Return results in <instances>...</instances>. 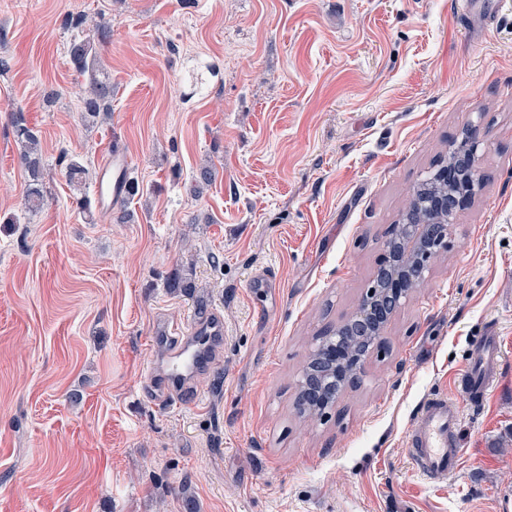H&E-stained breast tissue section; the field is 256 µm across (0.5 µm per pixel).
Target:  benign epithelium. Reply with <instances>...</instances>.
<instances>
[{
  "label": "benign epithelium",
  "instance_id": "obj_1",
  "mask_svg": "<svg viewBox=\"0 0 512 512\" xmlns=\"http://www.w3.org/2000/svg\"><path fill=\"white\" fill-rule=\"evenodd\" d=\"M481 145L476 126L463 131L448 150L455 171L479 172ZM426 204L442 216V223L431 224L413 216L398 225L386 242L387 264L381 286L343 325L320 337L300 380L307 406L322 409L335 401L340 390L355 379L352 370L362 367L381 343L386 324L410 295V286L426 283L428 263L444 247L456 214L446 195H437Z\"/></svg>",
  "mask_w": 512,
  "mask_h": 512
}]
</instances>
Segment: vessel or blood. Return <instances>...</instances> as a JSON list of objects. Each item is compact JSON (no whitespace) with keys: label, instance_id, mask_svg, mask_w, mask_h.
Masks as SVG:
<instances>
[{"label":"vessel or blood","instance_id":"1","mask_svg":"<svg viewBox=\"0 0 512 512\" xmlns=\"http://www.w3.org/2000/svg\"><path fill=\"white\" fill-rule=\"evenodd\" d=\"M129 166L130 161L121 150H112L108 155L101 167L97 188L100 205H112L124 196ZM223 339L221 315L213 313L194 324L169 358L167 399H180V387L187 375L207 363ZM501 359V338L495 328H488L470 340L459 385L472 403L479 404L486 399ZM461 422V408L448 396L432 394L422 401L406 437L412 468L420 477L438 482L459 470L463 458L458 440Z\"/></svg>","mask_w":512,"mask_h":512}]
</instances>
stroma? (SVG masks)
Segmentation results:
<instances>
[{"label": "stroma", "mask_w": 512, "mask_h": 512, "mask_svg": "<svg viewBox=\"0 0 512 512\" xmlns=\"http://www.w3.org/2000/svg\"><path fill=\"white\" fill-rule=\"evenodd\" d=\"M101 14L112 112L90 127L68 48ZM0 56V512H512V10L0 0ZM18 113L45 163L33 213ZM469 125L483 181L447 249L361 384L299 416L317 337L359 306L410 189ZM116 142L139 185L126 222L81 209L63 161L98 168ZM212 311L219 361L160 404L157 332ZM491 325L503 356L475 409L458 379ZM436 392L462 409L464 463L429 483L406 433Z\"/></svg>", "instance_id": "obj_1"}]
</instances>
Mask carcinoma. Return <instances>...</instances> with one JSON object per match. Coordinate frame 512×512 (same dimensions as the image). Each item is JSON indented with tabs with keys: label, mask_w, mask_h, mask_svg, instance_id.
Returning <instances> with one entry per match:
<instances>
[{
	"label": "carcinoma",
	"mask_w": 512,
	"mask_h": 512,
	"mask_svg": "<svg viewBox=\"0 0 512 512\" xmlns=\"http://www.w3.org/2000/svg\"><path fill=\"white\" fill-rule=\"evenodd\" d=\"M69 57L76 72L82 75L88 84V90L81 102L84 117L94 122L108 115L112 109V83L103 77L101 57L96 44L86 38H75L69 46ZM14 126L19 162L29 177L25 208L34 212L42 208L45 201L40 187L44 170L42 154L37 136L26 126L22 116L14 118ZM65 169L69 183L77 190L82 189L96 176V173L78 156L71 157ZM417 190L420 196L430 198L444 191L459 193L464 190V183L446 184L429 176L417 186Z\"/></svg>",
	"instance_id": "obj_1"
}]
</instances>
